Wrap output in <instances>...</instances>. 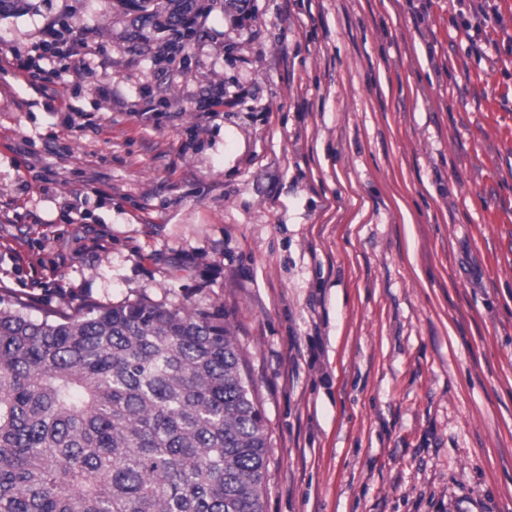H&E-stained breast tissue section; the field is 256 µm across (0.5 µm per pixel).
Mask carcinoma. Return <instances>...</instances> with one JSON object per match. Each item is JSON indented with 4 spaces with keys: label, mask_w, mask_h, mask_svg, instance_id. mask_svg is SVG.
Segmentation results:
<instances>
[{
    "label": "carcinoma",
    "mask_w": 512,
    "mask_h": 512,
    "mask_svg": "<svg viewBox=\"0 0 512 512\" xmlns=\"http://www.w3.org/2000/svg\"><path fill=\"white\" fill-rule=\"evenodd\" d=\"M174 31L196 0H117ZM220 315L0 297V512H264L270 441Z\"/></svg>",
    "instance_id": "carcinoma-1"
}]
</instances>
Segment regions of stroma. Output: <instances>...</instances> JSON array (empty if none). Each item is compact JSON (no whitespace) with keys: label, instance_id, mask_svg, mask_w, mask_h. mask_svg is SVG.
<instances>
[{"label":"stroma","instance_id":"1","mask_svg":"<svg viewBox=\"0 0 512 512\" xmlns=\"http://www.w3.org/2000/svg\"><path fill=\"white\" fill-rule=\"evenodd\" d=\"M114 2L0 17L22 59L49 19L95 48L0 76V295L220 314L265 512H512V4L199 0L176 70Z\"/></svg>","mask_w":512,"mask_h":512}]
</instances>
